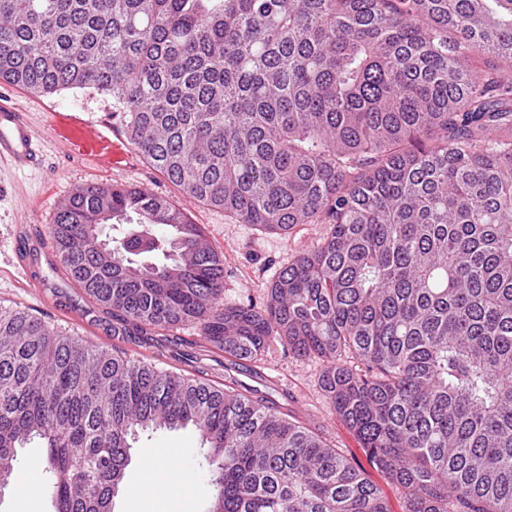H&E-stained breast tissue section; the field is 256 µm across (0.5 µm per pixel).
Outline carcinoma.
Here are the masks:
<instances>
[{
    "label": "carcinoma",
    "mask_w": 512,
    "mask_h": 512,
    "mask_svg": "<svg viewBox=\"0 0 512 512\" xmlns=\"http://www.w3.org/2000/svg\"><path fill=\"white\" fill-rule=\"evenodd\" d=\"M0 80L111 95L157 172L242 224L329 225L265 307L223 306L224 259L182 209L79 189L50 236L136 335L192 322L236 360L274 340L317 358L408 512H512V0H0ZM225 371L216 387L0 308V471L38 437L56 512H108L129 438L191 426L222 512H389Z\"/></svg>",
    "instance_id": "obj_1"
}]
</instances>
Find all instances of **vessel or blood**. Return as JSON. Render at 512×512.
<instances>
[{
  "instance_id": "1",
  "label": "vessel or blood",
  "mask_w": 512,
  "mask_h": 512,
  "mask_svg": "<svg viewBox=\"0 0 512 512\" xmlns=\"http://www.w3.org/2000/svg\"><path fill=\"white\" fill-rule=\"evenodd\" d=\"M55 144L65 157L86 162L93 174L111 172L132 162L134 150L106 120L90 121L79 112L52 110L42 126H35L31 115L0 93V162L14 168L41 170L47 165V144ZM26 287H42L36 251L28 237H20L16 250Z\"/></svg>"
}]
</instances>
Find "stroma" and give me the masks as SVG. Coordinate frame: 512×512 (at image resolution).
I'll list each match as a JSON object with an SVG mask.
<instances>
[{"label": "stroma", "mask_w": 512, "mask_h": 512, "mask_svg": "<svg viewBox=\"0 0 512 512\" xmlns=\"http://www.w3.org/2000/svg\"><path fill=\"white\" fill-rule=\"evenodd\" d=\"M43 100V104L58 110L82 112L89 120L106 118L113 126L121 124L112 109L111 96L105 93L65 90L44 94ZM47 153L49 166L40 171L16 172L0 165V306L24 308L83 340L123 350L132 359L217 386L224 383V353L202 340L195 324L157 329L149 336L124 335V321L78 288L57 258L42 266L45 288L22 287L15 258L20 216H29L32 232L44 233L54 221L58 204L77 189L108 182L146 187L184 209L190 220L201 226L208 243L222 252L221 303L258 308L266 304L279 271L299 252L320 244L328 231L324 224H302L283 236L238 223L221 209L186 198L140 155L131 165L113 170L112 174L93 175L85 165L63 157L55 145H48ZM322 370V361L295 357L276 341L266 348L261 362H238L236 377L247 387L268 393L310 429L322 433L330 446L340 450L378 486L389 512H407L400 489L377 468L357 436L336 415L320 386ZM146 450L173 458L178 479H171L161 468L151 479H144L141 454ZM130 454L114 499V512H210L213 491L206 450L193 428L142 434Z\"/></svg>", "instance_id": "obj_1"}]
</instances>
